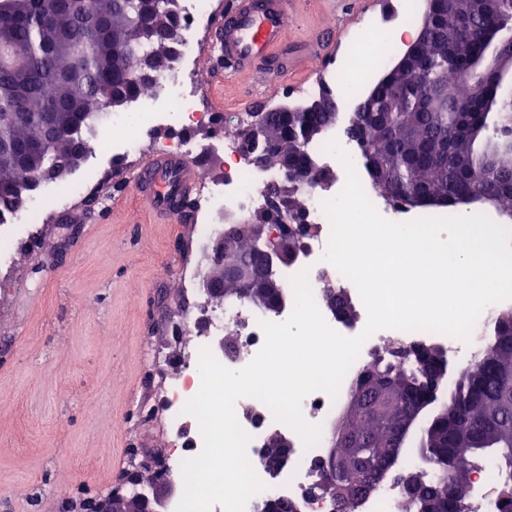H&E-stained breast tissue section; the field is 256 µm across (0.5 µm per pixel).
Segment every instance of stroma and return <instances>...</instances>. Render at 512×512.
I'll use <instances>...</instances> for the list:
<instances>
[{
	"instance_id": "stroma-1",
	"label": "stroma",
	"mask_w": 512,
	"mask_h": 512,
	"mask_svg": "<svg viewBox=\"0 0 512 512\" xmlns=\"http://www.w3.org/2000/svg\"><path fill=\"white\" fill-rule=\"evenodd\" d=\"M369 19L401 23L393 2L296 0L287 78L225 76L203 44L197 77L227 116L300 102L317 95L326 71L317 49L340 54ZM131 168L113 167L69 208L46 210L37 237L0 272V512H73L77 497L111 490L135 449L160 459L172 450L158 406L171 373L154 359L192 343L185 322L206 298L183 292L192 219L152 216ZM67 222L79 232L47 262Z\"/></svg>"
}]
</instances>
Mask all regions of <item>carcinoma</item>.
Instances as JSON below:
<instances>
[{"mask_svg":"<svg viewBox=\"0 0 512 512\" xmlns=\"http://www.w3.org/2000/svg\"><path fill=\"white\" fill-rule=\"evenodd\" d=\"M48 0H0V29L10 34L21 60L0 58V212L18 208L26 193L32 155L50 163L76 150L88 152L86 138L99 114L104 96L128 105L151 84L136 81L138 57L168 55L172 37L181 31L176 0H59L58 17L48 22ZM93 21L98 34L80 46L83 75L62 77L69 64L71 33ZM133 26L143 31L132 53L112 35ZM486 20L473 15L472 0H440L431 30L418 46L416 58L400 81L403 95L382 111L369 104L352 113L345 132L361 148L374 189L404 207H456L472 203L480 194L512 214V93L498 85L491 100L472 97L458 72L475 51ZM333 95L321 112H264L248 126L263 124L297 164L312 155L308 146L326 137L336 125ZM467 108L458 109V102ZM54 112L65 130L50 133L38 122ZM493 129L496 142L483 141ZM416 195H402L405 186ZM292 211L277 216L262 211L257 224H289L288 246L297 249L305 230V195L288 187ZM228 249L254 271H261L262 255L246 224L224 228ZM286 286L255 288L247 295L224 283V300H247L274 311ZM432 349L423 348L402 358L378 353L361 369L347 394H360L365 404L350 412L338 434L352 438L336 455L349 456L348 469L329 456L318 469L313 492L330 499L334 512H357L351 490L372 486L374 471L382 467L396 426L412 404L426 395L437 376ZM423 451L433 467L399 477L403 512H468L470 471L481 459L495 462L500 489L494 512H512V310L499 313L493 336L481 358L460 369L454 388L433 417Z\"/></svg>","mask_w":512,"mask_h":512,"instance_id":"cac0c4a2","label":"carcinoma"}]
</instances>
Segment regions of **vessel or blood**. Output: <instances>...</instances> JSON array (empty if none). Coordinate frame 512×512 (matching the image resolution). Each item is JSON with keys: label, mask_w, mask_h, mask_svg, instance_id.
Returning a JSON list of instances; mask_svg holds the SVG:
<instances>
[{"label": "vessel or blood", "mask_w": 512, "mask_h": 512, "mask_svg": "<svg viewBox=\"0 0 512 512\" xmlns=\"http://www.w3.org/2000/svg\"><path fill=\"white\" fill-rule=\"evenodd\" d=\"M290 12L289 0H231L211 38L226 73L240 74L264 61L279 76H287L292 66L285 50ZM194 167V159L159 155L141 163L130 177L154 213L175 217L179 211L173 194L189 198L197 189Z\"/></svg>", "instance_id": "b4317fda"}]
</instances>
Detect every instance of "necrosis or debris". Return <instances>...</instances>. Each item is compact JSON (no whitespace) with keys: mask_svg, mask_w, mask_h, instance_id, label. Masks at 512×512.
Here are the masks:
<instances>
[{"mask_svg":"<svg viewBox=\"0 0 512 512\" xmlns=\"http://www.w3.org/2000/svg\"><path fill=\"white\" fill-rule=\"evenodd\" d=\"M213 7V0H177V19L184 32L182 44L154 87L138 96L130 110L102 115L99 123L101 132L91 139L85 162L74 176L70 195H59L56 186L47 182L23 207L0 214V269L12 265L19 245L33 234L46 198H56L58 208L68 207L72 197L91 191L112 166L136 157L145 132L162 126L175 130L176 135L160 143L161 151L199 156L208 149L215 153L224 152L227 157L223 178L204 180L194 199L198 247L193 264L186 268L184 280L186 292H196L201 284L198 268L209 262L211 241L223 232L224 220L263 207L267 187L278 178L275 170L260 168L239 158L236 152L238 126L247 122V114H240L237 122H223L220 113L214 111L212 102L206 98L202 86L195 78L193 55L206 33L207 20ZM202 122L215 129L214 137L205 149L191 135L192 129ZM331 139L337 140L349 154L367 197L380 215L396 222L410 221L417 217L416 212L406 210L395 201L375 193L358 147L345 138L342 129L331 130L327 141L312 145V152L318 156L322 167L332 173L333 179L326 186L309 189L306 221L318 225L319 233L307 239L294 263L282 268L280 280L286 284L300 271H308L313 295L317 298L321 297L326 282L333 281L348 289L353 286L352 281L322 259L330 236V224L321 204L335 197L346 180L344 166L327 151V142ZM293 307L294 301L290 298L274 312L244 302H227L216 305L200 316L203 330L192 347L176 358L177 371L160 398L168 429L178 447L177 452L166 460L172 479H180L182 462L197 456L203 447L197 420L183 412L186 401L200 389L198 363L201 349H209L228 368H242L264 343L262 322L284 321ZM394 338L411 344L434 340L456 352L463 362L470 364L474 361L469 344L427 331L395 332L385 329L369 337L363 347L369 350ZM235 412L239 424L251 437L247 446L248 459L265 485L264 490L249 500L245 512H262L264 503L273 498L307 497L314 463L322 454V445L311 448L297 446L287 466L277 472H270L263 465L262 456L268 436L280 431L281 423L274 420L270 410L261 401L250 397L240 399Z\"/></svg>","mask_w":512,"mask_h":512,"instance_id":"obj_1","label":"necrosis or debris"}]
</instances>
